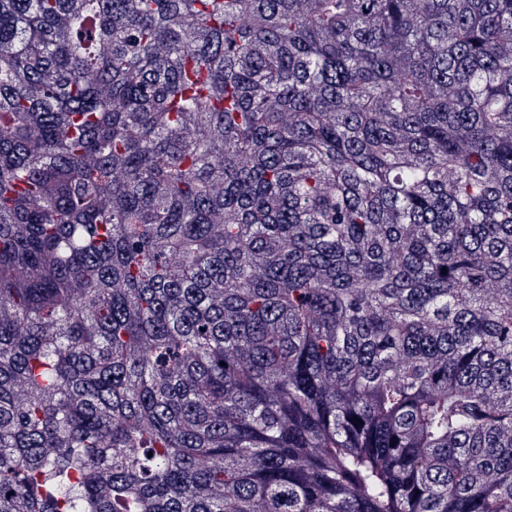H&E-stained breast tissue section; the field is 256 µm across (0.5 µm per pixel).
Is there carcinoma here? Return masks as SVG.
Instances as JSON below:
<instances>
[{"instance_id": "cac0c4a2", "label": "carcinoma", "mask_w": 512, "mask_h": 512, "mask_svg": "<svg viewBox=\"0 0 512 512\" xmlns=\"http://www.w3.org/2000/svg\"><path fill=\"white\" fill-rule=\"evenodd\" d=\"M0 512H512V0H0Z\"/></svg>"}]
</instances>
